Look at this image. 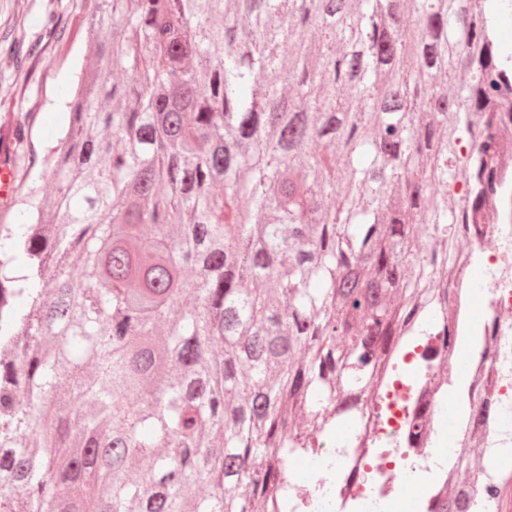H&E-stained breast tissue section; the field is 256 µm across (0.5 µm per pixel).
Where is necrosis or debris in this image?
Returning a JSON list of instances; mask_svg holds the SVG:
<instances>
[{"label":"necrosis or debris","instance_id":"necrosis-or-debris-1","mask_svg":"<svg viewBox=\"0 0 512 512\" xmlns=\"http://www.w3.org/2000/svg\"><path fill=\"white\" fill-rule=\"evenodd\" d=\"M502 203L501 194L489 197L493 223L473 225L452 275L436 281L448 296L443 324L471 337L475 355L452 345L428 365L421 356L428 339L417 336L397 357H379L382 378L359 399L351 434L333 442L318 436L315 453L289 458V473L306 477L291 485L293 512H393L398 502L432 512L441 493L459 487L478 504L499 506L497 460L512 447V224ZM478 293L479 317L471 312ZM436 448L446 451L444 474L428 482L422 474ZM465 449L480 457L468 470L457 465Z\"/></svg>","mask_w":512,"mask_h":512}]
</instances>
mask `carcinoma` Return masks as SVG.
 <instances>
[{"mask_svg":"<svg viewBox=\"0 0 512 512\" xmlns=\"http://www.w3.org/2000/svg\"><path fill=\"white\" fill-rule=\"evenodd\" d=\"M506 14L97 0L57 194L0 224V512H288V456L430 326L498 189Z\"/></svg>","mask_w":512,"mask_h":512,"instance_id":"1","label":"carcinoma"}]
</instances>
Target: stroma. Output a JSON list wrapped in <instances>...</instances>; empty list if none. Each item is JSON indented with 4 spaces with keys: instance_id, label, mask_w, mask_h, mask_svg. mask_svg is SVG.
I'll return each instance as SVG.
<instances>
[{
    "instance_id": "stroma-1",
    "label": "stroma",
    "mask_w": 512,
    "mask_h": 512,
    "mask_svg": "<svg viewBox=\"0 0 512 512\" xmlns=\"http://www.w3.org/2000/svg\"><path fill=\"white\" fill-rule=\"evenodd\" d=\"M93 5L94 0H0V156L11 158L18 193L35 180L45 193L54 191L53 179L29 161L68 126L62 104L90 58L84 18ZM15 42L31 51L19 64L6 53ZM18 123L28 132L20 142L9 133Z\"/></svg>"
}]
</instances>
